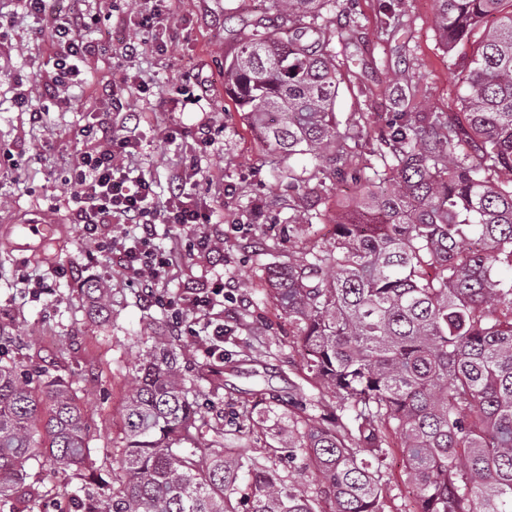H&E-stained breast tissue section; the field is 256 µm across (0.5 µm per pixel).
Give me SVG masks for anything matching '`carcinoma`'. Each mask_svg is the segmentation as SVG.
Returning a JSON list of instances; mask_svg holds the SVG:
<instances>
[{
	"label": "carcinoma",
	"mask_w": 512,
	"mask_h": 512,
	"mask_svg": "<svg viewBox=\"0 0 512 512\" xmlns=\"http://www.w3.org/2000/svg\"><path fill=\"white\" fill-rule=\"evenodd\" d=\"M280 24L251 34L224 65V89L268 148L330 166L361 187L336 239L266 275L303 352L307 378L336 397L316 418L288 411V435L248 453L252 413L201 443L205 390L183 350L139 354L122 406L125 444L88 512H385L397 439L412 512H512V0H435L442 45L458 55L463 111L399 112L379 136L383 169L352 162L339 129L327 6L273 0ZM400 0L382 24L402 26ZM271 113L279 121L268 120ZM0 346V500L24 496L27 470L92 467V436L65 366L34 368ZM314 469L330 507L278 472Z\"/></svg>",
	"instance_id": "obj_1"
}]
</instances>
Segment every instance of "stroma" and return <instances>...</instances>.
Wrapping results in <instances>:
<instances>
[{"mask_svg": "<svg viewBox=\"0 0 512 512\" xmlns=\"http://www.w3.org/2000/svg\"><path fill=\"white\" fill-rule=\"evenodd\" d=\"M172 9L169 53L149 51L130 62L134 86L117 96L133 100L141 115L140 168L153 179L158 200L167 197L177 169L195 167L196 194L212 215L211 231L238 227L225 239L222 255H185L165 289L176 299L217 279L238 285L241 302L236 320L224 327L223 360L208 358L196 339L185 336L180 364L185 376L199 378L211 391L202 410L206 420L232 429L242 407H252L254 419L263 423L251 441L259 456L277 430L264 413L271 398H279L282 413L293 402L306 403L314 416L336 407L333 392L303 375V357L266 269L301 258L312 244L329 245L338 205L350 203L358 190L325 180L308 160L280 161L224 89V61L235 48L225 14L267 22L276 15L272 0H173ZM401 10L402 27L388 36L380 28L378 0L337 5L329 49L340 79L341 126L382 127L400 88L412 111H461L457 61L441 44L434 0H402ZM0 12L14 17L12 26L0 30V145L12 150L0 161V334L10 337L14 354L34 350L47 360L65 359L91 421L95 467L108 481L123 446L121 405L136 356L155 337H166L170 317L168 307L140 302L109 254L85 266L79 232L64 221V179L77 133L105 108L97 88L111 80L119 61L108 51L86 58L84 80L72 87L70 105H50L44 124H29L13 95L17 85L52 69L49 22L27 15L21 0H0ZM186 87L203 92V100L188 103ZM204 125L212 141L201 147L196 135ZM294 178L325 187L304 198L291 188ZM303 207L314 213L313 223H294ZM46 212L61 216L62 224L44 237L31 234L26 220ZM39 277L53 282V294L36 292L32 281ZM90 281L110 286L106 309L92 304ZM27 482L44 493L41 512H74L69 493L85 477L71 469H32Z\"/></svg>", "mask_w": 512, "mask_h": 512, "instance_id": "35a3bbf8", "label": "stroma"}]
</instances>
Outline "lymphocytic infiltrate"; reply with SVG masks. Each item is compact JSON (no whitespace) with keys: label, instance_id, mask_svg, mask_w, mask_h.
Listing matches in <instances>:
<instances>
[{"label":"lymphocytic infiltrate","instance_id":"f902f5d3","mask_svg":"<svg viewBox=\"0 0 512 512\" xmlns=\"http://www.w3.org/2000/svg\"><path fill=\"white\" fill-rule=\"evenodd\" d=\"M172 15L170 0H138L133 10L134 25L154 41L161 54L168 50L161 28ZM97 21V14L82 9L60 17L52 28L53 100H68L69 91L81 73V62L99 52V40L88 35ZM99 95L112 101L113 107L98 113L95 121L82 131L93 146L79 153L69 168L72 207L68 221L81 229L87 244L86 258H94L103 251L110 253L126 284L137 287L141 301L153 305L159 302V285L177 263L182 248L207 255L219 250L224 240L200 230L201 225L210 223L211 216L190 191L198 176L197 169L174 175L169 195L162 202L156 200L150 178L133 175L131 164L140 154L141 141L125 134L124 124L133 120L134 115L125 111L121 100L115 99L112 85L101 86ZM111 224L122 225V232L116 236L105 233V226ZM160 224L189 228L193 234L185 247L157 249L152 241ZM224 296L223 281H214L183 296L171 315L175 331L212 337L213 343L206 349L210 356L215 355L217 342L224 339V325L212 315Z\"/></svg>","mask_w":512,"mask_h":512}]
</instances>
